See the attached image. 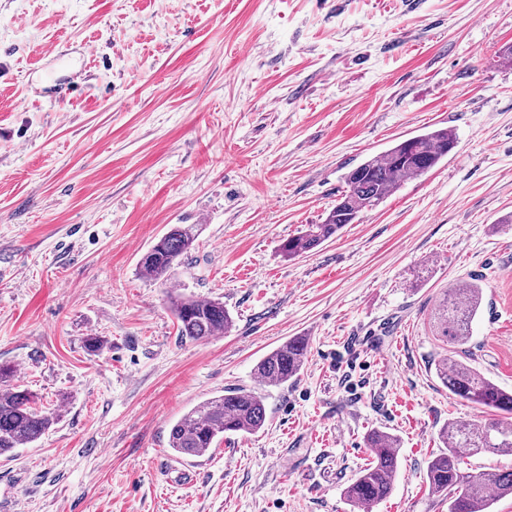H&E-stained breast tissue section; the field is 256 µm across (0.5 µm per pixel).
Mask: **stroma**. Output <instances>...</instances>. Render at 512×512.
<instances>
[{"instance_id":"obj_1","label":"stroma","mask_w":512,"mask_h":512,"mask_svg":"<svg viewBox=\"0 0 512 512\" xmlns=\"http://www.w3.org/2000/svg\"><path fill=\"white\" fill-rule=\"evenodd\" d=\"M509 45L512 0H0V363L60 411L0 455V512H353L373 430L400 468L372 512H448L438 433L487 418L435 373L456 281L482 279L472 365L512 389ZM440 127L438 166L282 257L351 169ZM175 224L199 236L162 285L138 261ZM172 292L231 329L181 338ZM297 336V380L258 384ZM233 387L264 427L176 456L173 424Z\"/></svg>"}]
</instances>
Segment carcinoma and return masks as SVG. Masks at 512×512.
<instances>
[{
  "instance_id": "obj_1",
  "label": "carcinoma",
  "mask_w": 512,
  "mask_h": 512,
  "mask_svg": "<svg viewBox=\"0 0 512 512\" xmlns=\"http://www.w3.org/2000/svg\"><path fill=\"white\" fill-rule=\"evenodd\" d=\"M456 144L452 130L438 128L400 140L381 155L365 160L345 176V188L324 221L309 224L283 240L281 255L291 260L313 251L361 213L375 209L402 183L436 167ZM196 239V225H173L139 259L141 274L154 282H167L174 266L195 248ZM482 300L479 278L446 288L438 304L439 334L456 347L466 344ZM170 305L178 335L184 338L204 340L232 326V318L219 300L175 295L170 297ZM307 353L306 338L294 337L262 357L254 373L271 385L286 384L299 375ZM468 358L465 352L455 350L435 363L436 376L448 393L492 413V418L481 423L452 420L440 432L446 451L429 462L426 482L433 494L448 499V512H488L494 502L512 496V469L467 474L460 470L464 450L473 456L512 455V391L471 366ZM14 376L12 366L0 364V455L37 441L60 418L55 409L37 408L36 394L14 384ZM265 421L266 406L255 390L228 388L182 415L171 428L169 448L178 456H200L226 435L258 432ZM366 448L370 461L345 491L348 500L358 505L386 499L399 467L396 436L375 430L367 436Z\"/></svg>"
}]
</instances>
